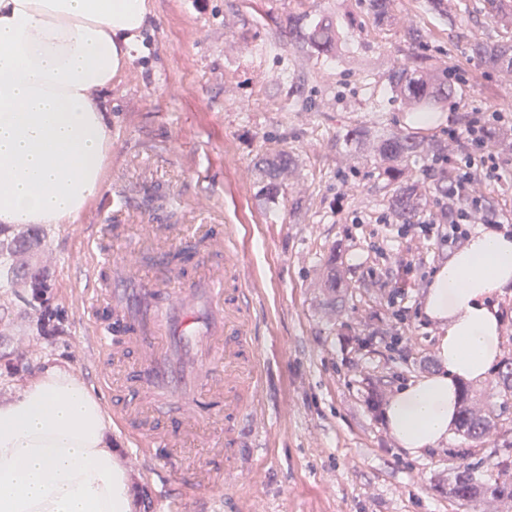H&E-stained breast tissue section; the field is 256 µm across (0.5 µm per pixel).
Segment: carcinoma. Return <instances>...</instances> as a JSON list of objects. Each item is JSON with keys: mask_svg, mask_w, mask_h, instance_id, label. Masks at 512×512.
Returning <instances> with one entry per match:
<instances>
[{"mask_svg": "<svg viewBox=\"0 0 512 512\" xmlns=\"http://www.w3.org/2000/svg\"><path fill=\"white\" fill-rule=\"evenodd\" d=\"M391 0H368L367 6L373 21L380 25L389 22ZM425 8L441 15L448 14L445 0H406L405 9L414 11ZM492 18L504 32L512 31V0H491ZM307 56H350L342 28L327 16L314 20L307 35ZM472 54L485 67L497 66L512 60V37L501 42L485 41L471 45ZM390 91L400 98L414 103L416 112H441L448 103L453 87L448 80H430L422 66L394 65L388 71ZM347 140L369 144L374 156L383 162L382 174L394 188L389 199L393 218L399 224H412L419 218L424 203L416 178L409 169L412 159L425 156L437 158L443 155V147L436 142L418 141L409 133L387 130L374 134L370 129H352ZM289 166V156L264 161L262 171L272 181L279 179ZM44 229L31 224L21 235L0 240V288H14L19 284L28 288L20 301L28 306L39 304L41 322H61L65 310L51 303L48 288L52 283L41 273L32 271L20 262L19 256L41 245ZM512 404V357L504 358L493 377L487 382L479 398L464 393L459 411V429L466 439L478 447L487 437L499 429L502 409ZM448 494L466 512H481L486 497L512 501V457L506 455L495 461L480 459L474 464L457 468L453 480L448 483Z\"/></svg>", "mask_w": 512, "mask_h": 512, "instance_id": "cac0c4a2", "label": "carcinoma"}]
</instances>
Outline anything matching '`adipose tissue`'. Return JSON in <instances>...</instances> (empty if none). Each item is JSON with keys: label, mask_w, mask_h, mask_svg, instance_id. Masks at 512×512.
<instances>
[{"label": "adipose tissue", "mask_w": 512, "mask_h": 512, "mask_svg": "<svg viewBox=\"0 0 512 512\" xmlns=\"http://www.w3.org/2000/svg\"><path fill=\"white\" fill-rule=\"evenodd\" d=\"M146 0H0V223L68 224L101 188L109 147L97 95L136 56ZM512 288V236L475 229L426 289L438 368L390 398L403 452L448 440L464 383L500 357L493 299ZM134 490L97 396L45 367L0 406V512H132Z\"/></svg>", "instance_id": "adipose-tissue-1"}]
</instances>
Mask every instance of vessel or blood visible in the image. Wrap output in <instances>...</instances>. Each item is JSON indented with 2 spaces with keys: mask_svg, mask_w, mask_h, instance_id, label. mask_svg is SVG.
<instances>
[{
  "mask_svg": "<svg viewBox=\"0 0 512 512\" xmlns=\"http://www.w3.org/2000/svg\"><path fill=\"white\" fill-rule=\"evenodd\" d=\"M203 235L214 257L202 273L179 287H156L146 273L132 275L126 263L89 243L87 286L81 294V319L90 326L85 344L104 353L96 382L104 393L121 394V403H108L115 427L132 445L126 465L137 466L152 480L164 483L172 465L160 451L170 447L220 448L222 431L213 428L216 402L233 417V442H259L262 420V377L258 357L242 361L250 346L248 307L243 290H229L242 282L237 234L232 225L220 232H202L197 224H146L136 237L120 236L130 252L146 243L159 246ZM137 356L138 369L127 368ZM223 365L216 375L215 365ZM175 408L172 420L162 412ZM255 456L238 459L225 472L195 467L189 481L206 504V512H223L218 487L239 482L254 466Z\"/></svg>",
  "mask_w": 512,
  "mask_h": 512,
  "instance_id": "obj_1",
  "label": "vessel or blood"
}]
</instances>
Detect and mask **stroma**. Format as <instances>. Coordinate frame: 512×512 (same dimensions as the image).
<instances>
[{
	"instance_id": "1",
	"label": "stroma",
	"mask_w": 512,
	"mask_h": 512,
	"mask_svg": "<svg viewBox=\"0 0 512 512\" xmlns=\"http://www.w3.org/2000/svg\"><path fill=\"white\" fill-rule=\"evenodd\" d=\"M137 57L112 79L101 104L111 147L102 172L128 173L102 185L71 224L45 225L28 265L44 269L62 331H40L39 308L14 305L0 320V406L33 383L44 365L71 369L88 388L95 370L80 338L77 288L82 252L121 202L129 234L141 224L236 225L250 288L251 334L264 371L263 458L224 488V512H463L448 495L458 466L503 454V433L471 449L451 431L437 453L399 452L384 422L390 396L431 373L438 326L420 315L434 271L448 259L439 236L394 222L382 164L347 142L348 129H404L407 108L390 97L389 65L422 59L429 71L464 80L449 95V121L424 139L447 142L474 107L512 100V67L486 70L471 43L496 35L482 0L466 15L408 12L392 0L393 26L373 24L364 0H147ZM344 11L354 49L372 77L335 58L310 59L309 76L291 73L305 56L302 31ZM416 30L427 46L406 39ZM386 100L384 111L371 98ZM502 180L476 185L483 205L512 235V152L495 147ZM293 160L276 193L256 162ZM426 196L422 221L461 207L435 185L443 169L415 162ZM342 287H329L332 272Z\"/></svg>"
}]
</instances>
